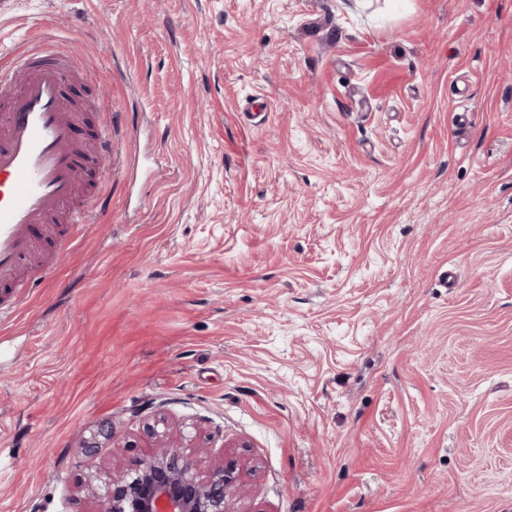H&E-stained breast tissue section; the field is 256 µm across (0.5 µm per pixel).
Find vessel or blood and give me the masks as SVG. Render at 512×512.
<instances>
[{
    "label": "vessel or blood",
    "instance_id": "vessel-or-blood-1",
    "mask_svg": "<svg viewBox=\"0 0 512 512\" xmlns=\"http://www.w3.org/2000/svg\"><path fill=\"white\" fill-rule=\"evenodd\" d=\"M74 60L43 39L0 65V285H19L22 260L72 199L88 161L66 93Z\"/></svg>",
    "mask_w": 512,
    "mask_h": 512
}]
</instances>
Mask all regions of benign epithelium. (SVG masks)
<instances>
[{
  "label": "benign epithelium",
  "instance_id": "benign-epithelium-1",
  "mask_svg": "<svg viewBox=\"0 0 512 512\" xmlns=\"http://www.w3.org/2000/svg\"><path fill=\"white\" fill-rule=\"evenodd\" d=\"M237 480L222 464L202 467L191 444H166L133 470L110 466L92 473L83 491L96 512H230Z\"/></svg>",
  "mask_w": 512,
  "mask_h": 512
}]
</instances>
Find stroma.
Wrapping results in <instances>:
<instances>
[{
  "label": "stroma",
  "instance_id": "stroma-1",
  "mask_svg": "<svg viewBox=\"0 0 512 512\" xmlns=\"http://www.w3.org/2000/svg\"><path fill=\"white\" fill-rule=\"evenodd\" d=\"M47 35L112 169L54 277L0 287V512H94L161 414L232 512H512V0L0 16V52Z\"/></svg>",
  "mask_w": 512,
  "mask_h": 512
}]
</instances>
